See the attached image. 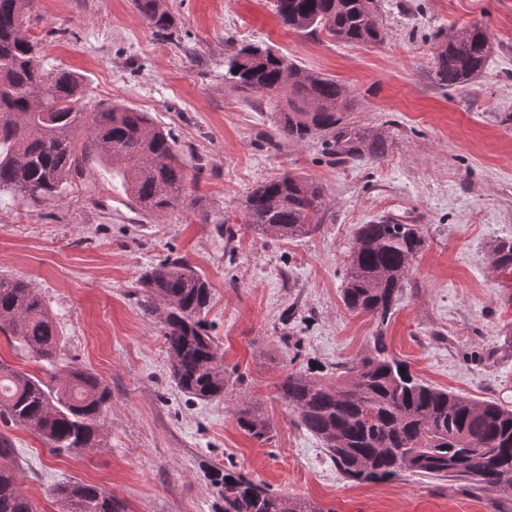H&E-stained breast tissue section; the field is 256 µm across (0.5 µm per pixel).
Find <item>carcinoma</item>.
I'll list each match as a JSON object with an SVG mask.
<instances>
[{"label": "carcinoma", "instance_id": "carcinoma-1", "mask_svg": "<svg viewBox=\"0 0 512 512\" xmlns=\"http://www.w3.org/2000/svg\"><path fill=\"white\" fill-rule=\"evenodd\" d=\"M33 0H0V197L35 203L61 196L86 180L94 157L112 164L126 197L144 214L161 217L179 205L188 180L172 135L146 112L113 103L97 106L76 73L49 68L43 46L28 34ZM146 21L173 40L175 17L165 0H137ZM284 26L325 30L348 43L384 40L375 0H275ZM490 36L473 23L446 37L435 57L438 86L460 89L484 69ZM224 79L247 94L273 101L279 135L293 144L314 137L337 163L385 156L388 138L349 122L356 100L343 84L305 72L270 46H241L224 62ZM85 131L83 140L76 132ZM322 190L290 174L248 192L244 223L264 235L293 238L322 221ZM426 238L417 224H359L343 282L348 309L383 323L389 318ZM496 271L512 273V240L492 248ZM140 304L163 316V337L176 387L194 398L220 401L229 385L214 340L205 329L208 280L179 259L165 260L140 278ZM0 332L37 358L54 362L60 336L31 282L0 277ZM280 399L297 425L320 439L340 474L357 483L385 482L405 473L462 481L512 494V407L438 389L392 357L383 337L335 374L318 378L290 369ZM111 399L110 389L75 365L46 381L0 360V420L36 434L52 452L92 448ZM253 439H270V423L251 403L235 413ZM223 512H318L310 502L278 494L226 469L213 474ZM60 512H127L104 488L63 481L52 490ZM0 512H35L16 489V471L0 464Z\"/></svg>", "mask_w": 512, "mask_h": 512}]
</instances>
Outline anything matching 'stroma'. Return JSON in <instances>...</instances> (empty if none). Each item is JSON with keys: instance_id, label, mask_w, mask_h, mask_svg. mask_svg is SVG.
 I'll list each match as a JSON object with an SVG mask.
<instances>
[{"instance_id": "stroma-1", "label": "stroma", "mask_w": 512, "mask_h": 512, "mask_svg": "<svg viewBox=\"0 0 512 512\" xmlns=\"http://www.w3.org/2000/svg\"><path fill=\"white\" fill-rule=\"evenodd\" d=\"M274 3L167 0L177 49L135 0H34L29 35L46 66L79 73L93 103L149 113L175 138L189 179L185 203L156 220L100 159L61 199L0 198V277L36 285L60 360L112 392L91 448L53 455L0 422L17 489L38 512H59L51 490L65 480L105 488L128 512H222L212 474L232 467L320 512H512V497L455 481H349L277 397L288 369H342L381 333L429 384L512 406V274L491 267L494 243L512 238V0H377L378 45L288 29ZM473 22L491 37L483 72L463 89L437 87L440 34ZM258 41L345 85L357 100L351 122L388 135L385 157L336 165L320 140L284 141L267 106L224 81L225 57ZM286 172L322 188V222L293 239L259 235L241 202ZM196 197L209 219L191 207ZM386 218L420 225L426 246L381 325L347 309L342 283L356 226ZM175 258L212 288L207 330L230 374L220 402L174 386L159 319L138 303L140 275ZM245 400L271 422L269 441L237 426Z\"/></svg>"}]
</instances>
